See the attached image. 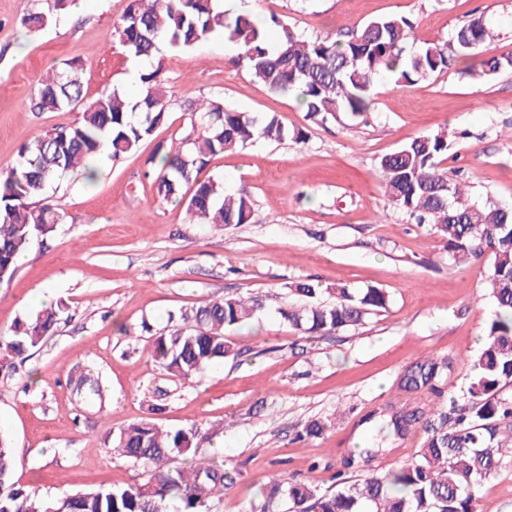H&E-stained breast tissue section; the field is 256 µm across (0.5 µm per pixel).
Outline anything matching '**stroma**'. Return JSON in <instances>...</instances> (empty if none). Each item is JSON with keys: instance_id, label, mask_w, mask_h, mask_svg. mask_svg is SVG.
Segmentation results:
<instances>
[{"instance_id": "obj_1", "label": "stroma", "mask_w": 512, "mask_h": 512, "mask_svg": "<svg viewBox=\"0 0 512 512\" xmlns=\"http://www.w3.org/2000/svg\"><path fill=\"white\" fill-rule=\"evenodd\" d=\"M129 0H85L52 25L27 33L24 0H0V169L46 130L75 123L79 111L40 112L33 95L52 68H82L87 100L125 88L133 62L112 41ZM260 26L270 17L310 38L345 33L370 20L405 15L416 22V46L449 43L457 23L482 17L493 36L483 58L512 57V0H228ZM240 49L216 33L186 51L160 46L170 104L165 122L139 147L114 161L95 159L98 177L76 172L52 195L64 216L37 239L13 276L0 282V332L34 317L36 295L51 292L67 310L56 335L0 376V431L10 435L15 481L50 499L77 489L133 483L138 467L106 453L109 430L148 416L164 391L167 428L210 436L206 451L233 485L210 512H258L273 474L319 491L337 471L387 473L411 460L425 434L413 427L388 435L362 462L358 445L376 433L370 415L390 407L431 410L462 398L466 375L493 315L485 295L488 265L454 263L443 240L388 200L380 157L415 138L448 131L447 167L473 202L512 205V69L470 76L473 59L406 85L379 78L366 116L345 112L307 119L296 96H276L239 61ZM219 99L238 112L269 114L307 141H258L217 155L201 179L227 192L246 189L254 216L230 227L190 223L183 206L162 201L150 159L192 131L185 104ZM312 279L386 291L385 311L331 336L299 335L279 307L292 303V283ZM253 295L265 306L232 331L237 354L187 384L170 381L148 358L151 332L170 313L224 295ZM149 322L151 332L141 330ZM444 359L437 390L401 391L417 362ZM98 379L102 396L78 393L72 366ZM325 423L313 440L296 434ZM479 512H512V465L477 488Z\"/></svg>"}]
</instances>
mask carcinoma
Masks as SVG:
<instances>
[{
	"label": "carcinoma",
	"mask_w": 512,
	"mask_h": 512,
	"mask_svg": "<svg viewBox=\"0 0 512 512\" xmlns=\"http://www.w3.org/2000/svg\"><path fill=\"white\" fill-rule=\"evenodd\" d=\"M67 0H36L25 7L23 22L33 32L45 29ZM414 23L403 16L374 19L347 34L306 38L283 26L274 45L269 32L247 13L224 9L222 0H130L117 28L119 42L133 58L149 60L166 44L190 50L215 32L236 42L239 60L271 92L297 94L307 115L315 119L348 112L361 117L368 109L375 78L389 73L397 83H412L451 65L447 49L427 43L406 52L414 39ZM490 37L481 18L462 20L455 28L456 56L472 55ZM512 67V58H486L480 76L490 77ZM142 93L131 97L114 88L97 99L84 98L81 68L67 64L46 74L39 83L34 108L54 112L81 109V119L57 126L37 137L7 169L0 170V282L12 277L17 258L34 239L46 237L62 223L63 215L48 187L77 167L92 181L89 165L103 144L116 161L135 150L166 120L169 100L160 68L140 75ZM194 137H186L162 156L155 172L158 196L186 206L194 224L228 226L252 219L248 192L224 191V183L201 181L199 173L213 157L241 149L255 141H305L302 130L289 131L274 116L248 114L224 107L219 99L187 104ZM448 134L422 136L382 156L379 177L389 200L428 224L445 240L456 261H489L486 279L494 304L482 347L471 366L466 402L451 398L431 413L423 431L425 441L414 459L383 475L360 478L336 473L334 489L319 493L302 482L278 476L261 512H479L475 487L493 476L505 457L512 458V401L499 394L512 385V207L476 205L443 167L448 160ZM290 292L305 299L300 306L279 309L294 330L325 336L355 328L365 318L387 308L388 294L378 288H350L344 284L320 287L311 280L294 284ZM264 307L257 297L224 296L180 312L178 323L159 333L147 355L172 381H189L206 367L224 361L233 351L228 333ZM65 305L57 302L35 317L16 323L0 336V374L9 376L14 360L54 335ZM448 371L445 361L428 360L408 370L399 388L410 392L436 389ZM151 416L119 431H109L107 452L143 467L134 483L75 491L49 500L38 491L13 481L15 458L11 441L0 433V512H209L210 502L233 482L223 468L202 451L209 440L192 428L163 429L155 416L164 405L150 406ZM423 412L401 408L375 412L381 429L405 435L420 423Z\"/></svg>",
	"instance_id": "cac0c4a2"
}]
</instances>
